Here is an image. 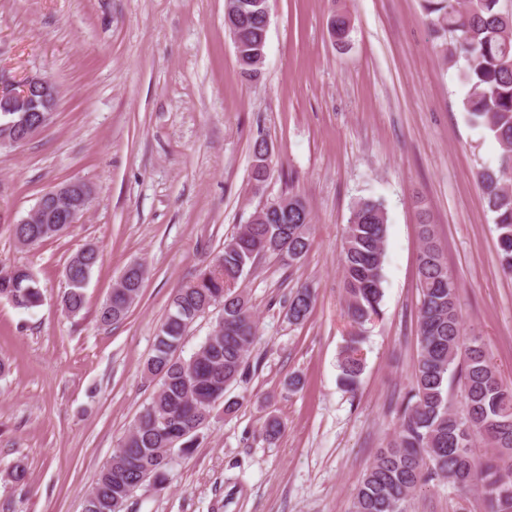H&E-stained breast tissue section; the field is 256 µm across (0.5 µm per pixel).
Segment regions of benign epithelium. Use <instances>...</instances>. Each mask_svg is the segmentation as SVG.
I'll list each match as a JSON object with an SVG mask.
<instances>
[{
  "label": "benign epithelium",
  "instance_id": "7a95c632",
  "mask_svg": "<svg viewBox=\"0 0 512 512\" xmlns=\"http://www.w3.org/2000/svg\"><path fill=\"white\" fill-rule=\"evenodd\" d=\"M58 89L48 78L33 75L19 83H11L0 78V103L12 112L24 113L23 121L0 127V150L14 148L29 141L50 121L55 111ZM83 182L75 180L62 189L55 188L43 194L32 212L47 213L58 209L60 219L74 224L87 210L90 197L73 199L70 191Z\"/></svg>",
  "mask_w": 512,
  "mask_h": 512
}]
</instances>
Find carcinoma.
<instances>
[{"label":"carcinoma","instance_id":"obj_1","mask_svg":"<svg viewBox=\"0 0 512 512\" xmlns=\"http://www.w3.org/2000/svg\"><path fill=\"white\" fill-rule=\"evenodd\" d=\"M244 11L227 12L224 25L234 28L244 45L237 57L248 81L261 76L265 53L269 0H250ZM425 14L445 64L464 63L467 87L463 108L469 121L486 130L500 148L497 167L477 173L487 209L497 231L501 269L512 274V13L500 0H424ZM328 29L338 44L348 42L351 18L332 12ZM251 181L260 190L271 175L266 163V140L251 147ZM287 209L260 212L242 224L222 251L200 272L196 281L178 288L158 326L146 369L157 389L151 402L112 459L100 471L86 497L84 512H123L134 491L147 482L167 480L170 452L175 446L193 447L197 431L208 421L219 385L227 387L243 374L257 335L253 306L239 285L259 260V249L276 255L288 266L300 262L310 248L311 216L298 195H286ZM70 224H14L16 242L29 247L67 234ZM418 359L411 396L399 428L364 472L353 497V512H404L402 505L430 481L458 489H478L487 512H512V386L504 383L492 362L485 340L464 333L460 288L448 272L433 225L419 224ZM387 213L374 198L352 206L340 257L346 314L356 327L338 356L340 383L354 394L364 371L363 327L381 312L384 297V258ZM100 263V252L88 245L72 255L65 267L66 289L61 305L70 316L85 305V288ZM131 274L114 283L98 311V320L112 325L124 319L140 297L145 269L129 265ZM16 308L40 306L44 290L23 266L0 268V298ZM314 305L312 291L300 286L288 296V319L307 320ZM222 314L205 341L187 358L177 354L194 321L212 307ZM458 382L463 404L452 402Z\"/></svg>","mask_w":512,"mask_h":512}]
</instances>
